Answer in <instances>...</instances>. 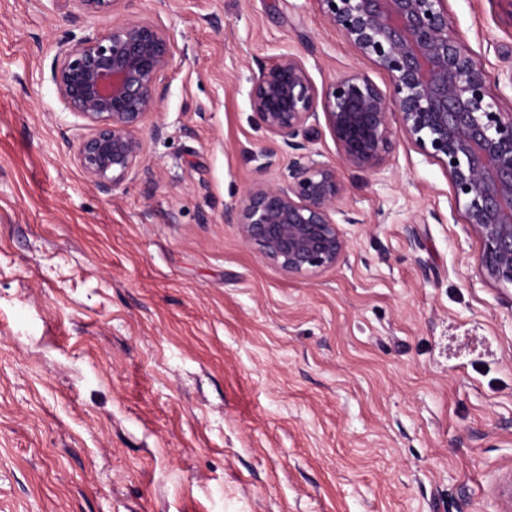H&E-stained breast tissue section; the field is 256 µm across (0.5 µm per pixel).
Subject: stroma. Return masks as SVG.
<instances>
[{"label":"stroma","instance_id":"1","mask_svg":"<svg viewBox=\"0 0 512 512\" xmlns=\"http://www.w3.org/2000/svg\"><path fill=\"white\" fill-rule=\"evenodd\" d=\"M512 107V0H448ZM149 15L173 67L139 132L151 172L85 178L59 99L61 40ZM317 86L385 75L317 0H0V512H504L512 481V287L444 169L394 133L345 170L349 250L288 278L226 207L272 143L250 78L279 54Z\"/></svg>","mask_w":512,"mask_h":512}]
</instances>
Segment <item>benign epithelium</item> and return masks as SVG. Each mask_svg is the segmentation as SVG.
I'll list each match as a JSON object with an SVG mask.
<instances>
[{
    "label": "benign epithelium",
    "instance_id": "benign-epithelium-1",
    "mask_svg": "<svg viewBox=\"0 0 512 512\" xmlns=\"http://www.w3.org/2000/svg\"><path fill=\"white\" fill-rule=\"evenodd\" d=\"M78 13L112 14L116 0H71ZM329 25L387 76L386 89L359 73L319 88L303 61L283 54L251 78V109L288 165L259 180L224 212L242 241L290 277L337 267L349 240L339 208L340 168L376 170L399 118L407 144L445 170L452 204L482 242L486 280L512 285V109L490 93L494 77L462 43L448 0H317ZM174 59L170 34L150 16L115 19L102 34L59 43L51 78L88 133L75 156L109 193L149 171L137 131L155 112ZM323 112L338 159L310 147ZM342 216L337 221L336 216Z\"/></svg>",
    "mask_w": 512,
    "mask_h": 512
}]
</instances>
